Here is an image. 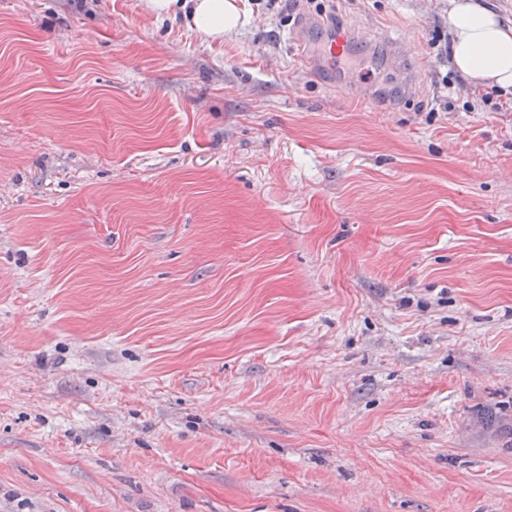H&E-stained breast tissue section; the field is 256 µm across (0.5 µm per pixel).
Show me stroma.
Masks as SVG:
<instances>
[{"instance_id": "obj_1", "label": "stroma", "mask_w": 512, "mask_h": 512, "mask_svg": "<svg viewBox=\"0 0 512 512\" xmlns=\"http://www.w3.org/2000/svg\"><path fill=\"white\" fill-rule=\"evenodd\" d=\"M336 14L0 0V512H512V112ZM145 7L157 18L178 16L205 40H217L239 24L246 7L237 0H146ZM346 36L333 39L329 43L317 47L310 55L305 57V63L310 68L319 67L318 61L325 60L331 66H337L343 56V48L346 45Z\"/></svg>"}]
</instances>
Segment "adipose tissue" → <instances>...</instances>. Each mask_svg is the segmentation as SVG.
Instances as JSON below:
<instances>
[{"label": "adipose tissue", "instance_id": "obj_1", "mask_svg": "<svg viewBox=\"0 0 512 512\" xmlns=\"http://www.w3.org/2000/svg\"><path fill=\"white\" fill-rule=\"evenodd\" d=\"M156 17H182L206 40H217L239 24L246 9L238 0H146ZM452 61L473 84L512 94V23L483 0H449Z\"/></svg>", "mask_w": 512, "mask_h": 512}]
</instances>
